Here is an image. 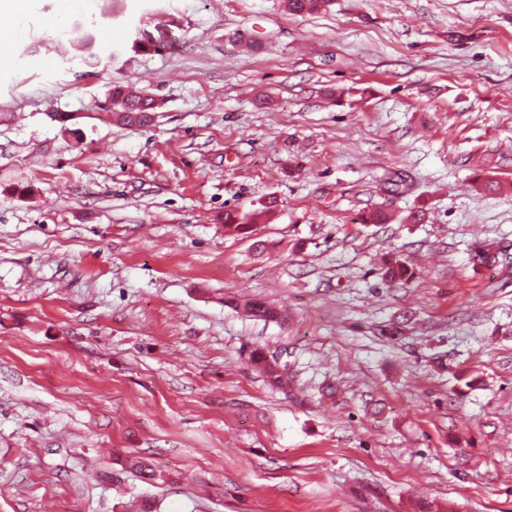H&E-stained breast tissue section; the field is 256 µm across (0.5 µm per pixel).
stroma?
I'll return each mask as SVG.
<instances>
[{
	"label": "stroma",
	"instance_id": "obj_1",
	"mask_svg": "<svg viewBox=\"0 0 512 512\" xmlns=\"http://www.w3.org/2000/svg\"><path fill=\"white\" fill-rule=\"evenodd\" d=\"M57 3L0 68V512H512V0ZM111 100L112 108L105 106L106 113L111 114L116 122L130 126L147 124L161 106L154 95L134 92L122 85L112 87ZM106 113H100V116L107 118ZM381 280L387 284H399L400 282L409 281L414 273L410 271V267L399 259L389 260L381 269ZM224 304L234 309L241 308L247 316L253 317L256 320L277 321L282 315L279 310L270 306L262 299L257 298L242 301L230 298L225 300ZM250 361L272 387L277 389L288 387V380L284 378L277 362L270 361L263 350L255 349L250 356Z\"/></svg>",
	"mask_w": 512,
	"mask_h": 512
}]
</instances>
